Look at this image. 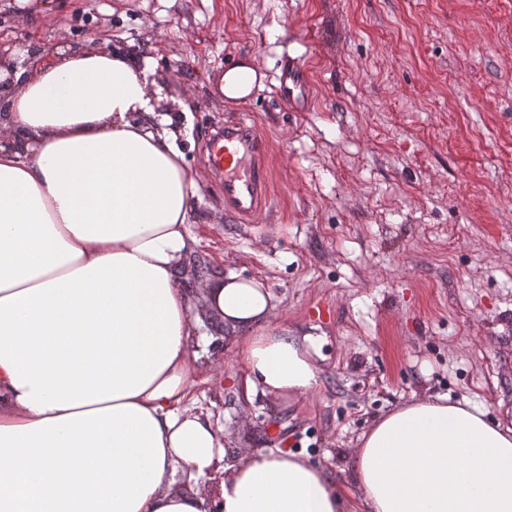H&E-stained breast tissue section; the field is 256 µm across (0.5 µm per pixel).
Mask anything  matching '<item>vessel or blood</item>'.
<instances>
[{"label": "vessel or blood", "mask_w": 512, "mask_h": 512, "mask_svg": "<svg viewBox=\"0 0 512 512\" xmlns=\"http://www.w3.org/2000/svg\"><path fill=\"white\" fill-rule=\"evenodd\" d=\"M279 92L289 105L302 107L310 101V84L302 65L283 66ZM268 143L255 125L239 120L225 125L210 139V163L224 177V213L242 222L259 214L270 196L265 160Z\"/></svg>", "instance_id": "b4317fda"}]
</instances>
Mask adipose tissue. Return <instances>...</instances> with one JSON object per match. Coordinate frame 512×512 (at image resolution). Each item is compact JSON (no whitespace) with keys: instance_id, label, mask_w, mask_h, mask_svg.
I'll return each mask as SVG.
<instances>
[{"instance_id":"ef3b65f1","label":"adipose tissue","mask_w":512,"mask_h":512,"mask_svg":"<svg viewBox=\"0 0 512 512\" xmlns=\"http://www.w3.org/2000/svg\"><path fill=\"white\" fill-rule=\"evenodd\" d=\"M0 512H512V427L424 396L360 438L346 486L304 458L224 447L184 266L199 184L149 69L56 47L0 69ZM246 396H297L320 339L271 331L263 280L206 281ZM216 499L174 489L177 469Z\"/></svg>"}]
</instances>
